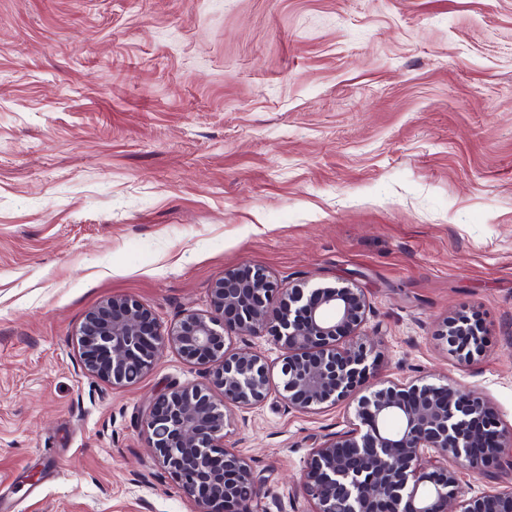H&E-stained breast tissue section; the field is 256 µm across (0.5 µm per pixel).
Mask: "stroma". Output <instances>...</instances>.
Masks as SVG:
<instances>
[{"label":"stroma","mask_w":512,"mask_h":512,"mask_svg":"<svg viewBox=\"0 0 512 512\" xmlns=\"http://www.w3.org/2000/svg\"><path fill=\"white\" fill-rule=\"evenodd\" d=\"M356 284L379 375L452 378L512 432V0H0V512H197L129 386L75 334L129 297L162 325L214 283ZM478 312L486 353L436 333ZM351 402L236 409L267 512Z\"/></svg>","instance_id":"35a3bbf8"}]
</instances>
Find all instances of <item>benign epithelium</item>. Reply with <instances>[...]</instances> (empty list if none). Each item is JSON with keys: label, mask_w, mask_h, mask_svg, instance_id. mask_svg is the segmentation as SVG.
Here are the masks:
<instances>
[{"label": "benign epithelium", "mask_w": 512, "mask_h": 512, "mask_svg": "<svg viewBox=\"0 0 512 512\" xmlns=\"http://www.w3.org/2000/svg\"><path fill=\"white\" fill-rule=\"evenodd\" d=\"M212 311L188 313L162 327L137 301L114 297L90 311L76 337L84 369L114 385L135 382L165 348L208 369L205 384L172 386L142 411L153 458L199 506L198 512H265L261 480L250 460L225 443L235 408L258 406L277 390L290 409L316 412L357 397L348 430L312 448L300 489L311 512H512V489L469 497L460 475H481L487 463L512 455V434L474 446L472 427L493 411L451 380H382L379 354L356 341L367 300L354 285L280 288L264 269L230 270L211 288ZM267 336L283 349L279 385L274 367L230 336ZM441 336L461 362L484 353L485 336L466 315L444 322ZM217 390L222 400L215 401Z\"/></svg>", "instance_id": "1"}]
</instances>
